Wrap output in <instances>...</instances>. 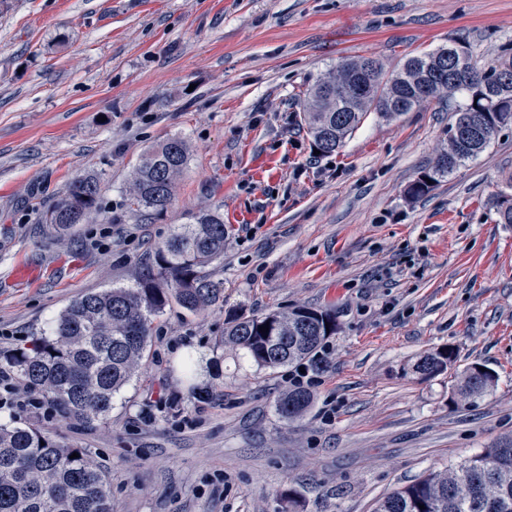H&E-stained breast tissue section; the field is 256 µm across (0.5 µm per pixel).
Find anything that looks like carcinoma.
Instances as JSON below:
<instances>
[{
  "label": "carcinoma",
  "instance_id": "1",
  "mask_svg": "<svg viewBox=\"0 0 512 512\" xmlns=\"http://www.w3.org/2000/svg\"><path fill=\"white\" fill-rule=\"evenodd\" d=\"M425 83L432 85L434 99L449 100L463 91L466 101L448 125V150L408 190L420 197L512 130V60L479 68L463 41L413 56L391 75L370 57L343 60L307 89L303 118L318 150L332 154L368 113L393 117L423 106L417 91ZM187 161L180 138L142 157L130 191L142 220L167 210ZM99 191L93 177L73 180L45 214V223L62 231L82 223L99 208ZM226 237L223 213L194 215L191 223L174 228L157 249L155 266L134 284L75 298L50 335L9 353L6 363L71 418L85 424L106 419L113 396L143 364L153 320L172 303L197 312L224 301V283L216 279L213 264L224 255ZM266 324L269 332H259ZM336 330L334 313L299 307L235 318L220 342L243 350L258 368L276 370L312 356ZM455 360L453 349L438 348L421 355L412 371L439 375ZM495 383L493 371L475 364L458 376L457 395L480 398ZM311 402L310 393L297 388L277 402L276 412L292 422ZM0 512H112L108 476L82 448L57 445L31 425L0 423ZM374 512H512V438L392 492Z\"/></svg>",
  "mask_w": 512,
  "mask_h": 512
}]
</instances>
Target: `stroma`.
Returning a JSON list of instances; mask_svg holds the SVG:
<instances>
[{"mask_svg":"<svg viewBox=\"0 0 512 512\" xmlns=\"http://www.w3.org/2000/svg\"><path fill=\"white\" fill-rule=\"evenodd\" d=\"M460 39L481 67L512 56V0H0V352L49 333L76 297L130 283L193 214L220 210L229 230L223 303L155 319L107 420L4 406L0 421L85 449L112 512H373L512 437V224L497 214L512 130L413 198L448 147L447 103L369 113L329 155L299 118L341 60L391 73ZM175 137L187 166L166 214L141 221L134 170ZM85 176L99 211L65 232L45 223ZM300 306L335 311L338 330L306 360L313 402L287 423L275 403L295 366L261 369L218 341L232 315ZM442 346L452 369L413 373ZM474 362L497 383L458 399Z\"/></svg>","mask_w":512,"mask_h":512,"instance_id":"obj_1","label":"stroma"}]
</instances>
